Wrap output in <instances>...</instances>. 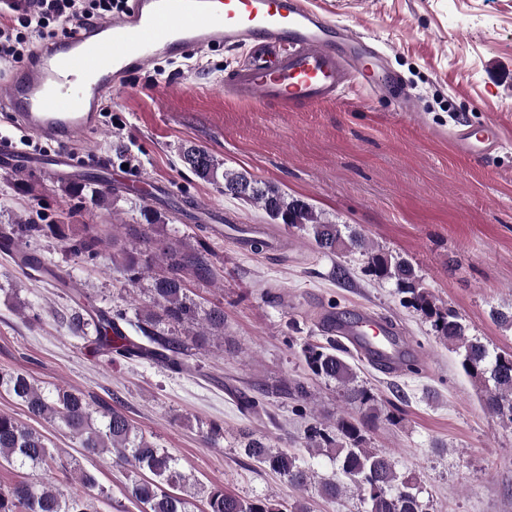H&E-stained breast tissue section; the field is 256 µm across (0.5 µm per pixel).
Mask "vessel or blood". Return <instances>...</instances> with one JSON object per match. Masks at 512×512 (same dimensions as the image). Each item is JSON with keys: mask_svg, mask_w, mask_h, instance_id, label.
Returning a JSON list of instances; mask_svg holds the SVG:
<instances>
[{"mask_svg": "<svg viewBox=\"0 0 512 512\" xmlns=\"http://www.w3.org/2000/svg\"><path fill=\"white\" fill-rule=\"evenodd\" d=\"M215 44L246 49V61L224 81L243 100L310 107L353 89L378 91L384 81L367 37L326 22L308 0H127L112 17L74 24L63 41L44 42L0 86V112L55 145L30 150L1 136L0 169L53 179L86 170L75 146L97 130L112 91L163 58ZM452 141L462 154L482 157L498 131L465 127ZM324 328L380 358L390 373L401 371L406 339L393 322L361 310L342 320L326 316Z\"/></svg>", "mask_w": 512, "mask_h": 512, "instance_id": "b4317fda", "label": "vessel or blood"}]
</instances>
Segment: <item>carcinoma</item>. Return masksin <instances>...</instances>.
Returning a JSON list of instances; mask_svg holds the SVG:
<instances>
[{"instance_id": "1", "label": "carcinoma", "mask_w": 512, "mask_h": 512, "mask_svg": "<svg viewBox=\"0 0 512 512\" xmlns=\"http://www.w3.org/2000/svg\"><path fill=\"white\" fill-rule=\"evenodd\" d=\"M180 158L199 179L213 183L223 179L224 194L256 204L285 227L305 233L323 252L336 255L359 252L365 257L366 272L380 280L394 281L399 292L405 295L404 306L429 320L438 339L461 357L464 372L484 386L486 411L512 424V354H493L479 338L468 336L460 317L429 292L408 260L380 250L355 230L346 231L338 224L325 223L310 205L288 199L287 194L274 186L261 185L242 173L220 171L219 163L201 147H182ZM135 235L132 248L124 251L125 269L133 283L141 279L149 266L145 255L150 243L149 229L137 230ZM43 238L57 240L67 251L90 263L99 258L103 244L102 233L93 226L86 225L75 233L69 224L19 222L0 228V250L9 253L24 274L34 277L44 272V267L30 254L29 246ZM205 251L207 246L201 242L199 248L190 253L171 247L161 256L168 272L154 280L153 309L138 325L146 342L122 334L119 325L126 321V312L122 309H99L86 316L76 312L70 319L71 330L93 340L110 356L147 359L174 373L183 372L186 357L190 356L189 347L203 349L210 338L224 334V310L215 306L199 312L189 299L181 278V271L189 265L202 275L208 272ZM163 322L197 326L191 345L177 336L157 331L156 325ZM338 351L334 344L328 348L312 343L302 346L304 360L312 374L336 382L346 403L363 414V423L340 417L331 429L312 425L304 434L306 448L312 451L324 446L336 447L339 469L344 478L362 492L367 512H423L416 478L399 475L390 453L368 446L364 424L377 418V397L360 383L354 367ZM0 389L24 403L31 415L68 429L85 455L97 457L116 452L134 474L127 491L142 505L143 512H191L192 503L173 492L187 480L177 459L167 449L134 436L133 426L122 410L103 409L102 426L96 427L90 403L83 393L64 388L47 393L27 375L9 369H0ZM49 444L50 440L40 432L9 414L0 413L1 465L26 467L46 475L59 468L78 470L82 486L95 485L89 472L81 470L75 462L63 460ZM244 450L249 457L300 490L314 480L311 469L294 453L253 438L247 441ZM141 470L149 471L151 477L139 476ZM318 491L322 497L333 501L343 493V484L339 479L323 480L318 484ZM207 505L208 512H281L268 503L245 501L224 492L221 487L208 492ZM0 512H91V506L76 490L64 491L41 480H23L6 491L0 490Z\"/></svg>"}]
</instances>
